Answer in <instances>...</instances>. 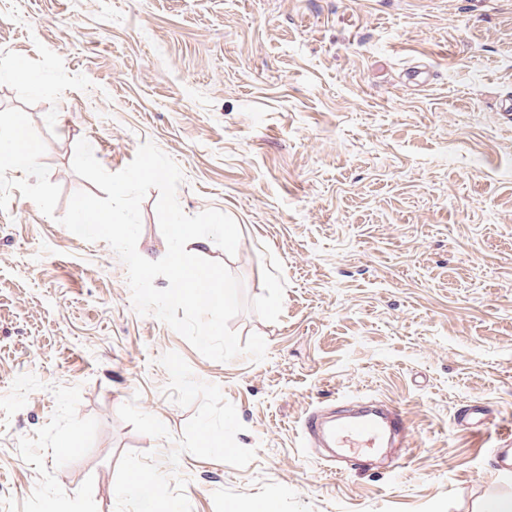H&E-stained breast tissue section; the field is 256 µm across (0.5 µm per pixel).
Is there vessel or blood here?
Instances as JSON below:
<instances>
[{"instance_id":"vessel-or-blood-1","label":"vessel or blood","mask_w":512,"mask_h":512,"mask_svg":"<svg viewBox=\"0 0 512 512\" xmlns=\"http://www.w3.org/2000/svg\"><path fill=\"white\" fill-rule=\"evenodd\" d=\"M303 429L308 439L329 448L338 464L349 460L362 466L376 458L394 464L409 446L407 419L392 404L370 401L341 420L315 409L306 414Z\"/></svg>"}]
</instances>
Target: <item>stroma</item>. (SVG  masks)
I'll use <instances>...</instances> for the list:
<instances>
[{
	"label": "stroma",
	"instance_id": "1",
	"mask_svg": "<svg viewBox=\"0 0 512 512\" xmlns=\"http://www.w3.org/2000/svg\"><path fill=\"white\" fill-rule=\"evenodd\" d=\"M428 73L418 86L408 71ZM34 77L31 91L19 88ZM512 0H0V111L20 108L61 189L0 211V512H482L512 498L488 447L512 420ZM153 142L244 301L268 256L279 320L229 323L266 357L217 362L132 303L103 241L59 222ZM141 203L138 253L166 251ZM377 398L402 467L332 468L308 411ZM485 403L482 432L458 409ZM164 487L144 501L134 478Z\"/></svg>",
	"mask_w": 512,
	"mask_h": 512
}]
</instances>
